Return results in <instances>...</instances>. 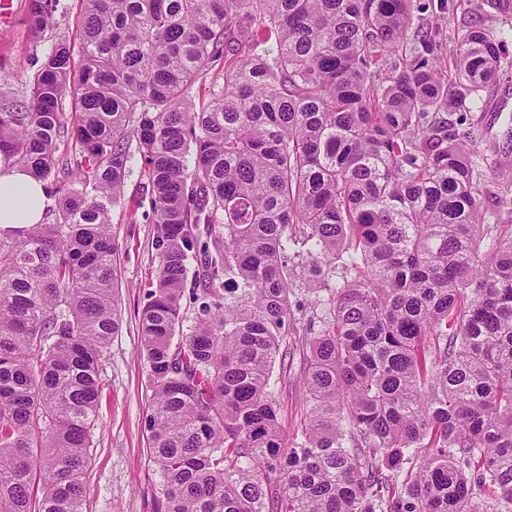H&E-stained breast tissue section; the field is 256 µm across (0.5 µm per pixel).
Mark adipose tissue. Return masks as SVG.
<instances>
[{"instance_id": "1", "label": "adipose tissue", "mask_w": 512, "mask_h": 512, "mask_svg": "<svg viewBox=\"0 0 512 512\" xmlns=\"http://www.w3.org/2000/svg\"><path fill=\"white\" fill-rule=\"evenodd\" d=\"M50 203L42 183L24 167L0 159V229L41 223Z\"/></svg>"}]
</instances>
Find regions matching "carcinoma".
<instances>
[{"label": "carcinoma", "mask_w": 512, "mask_h": 512, "mask_svg": "<svg viewBox=\"0 0 512 512\" xmlns=\"http://www.w3.org/2000/svg\"><path fill=\"white\" fill-rule=\"evenodd\" d=\"M83 2L81 64L54 43L0 109V155L58 212L0 231V512H32L34 486L37 512H83L133 140L158 257L140 315L156 512H512V234L482 217L512 208V161L492 190L476 129L426 121L494 80L499 45L467 28L446 81L429 35L404 49L411 0ZM55 9L31 0L33 40ZM67 131L77 159L56 156ZM298 277L326 293L303 329ZM296 342L285 445L271 380ZM224 57L203 74L192 86L190 99L198 109L202 104H207L212 99L213 90L217 91L224 83ZM304 355L306 356V350L299 344L294 347V350H291V355L285 359V364H288V372L284 380L280 357L277 358L274 365L272 381H278V383H275V391L277 400L281 405V422L286 434H291L297 430L301 426V418L304 417L302 403L304 388L302 382H300Z\"/></svg>", "instance_id": "cac0c4a2"}]
</instances>
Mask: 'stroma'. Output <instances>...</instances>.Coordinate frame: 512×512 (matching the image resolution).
Returning a JSON list of instances; mask_svg holds the SVG:
<instances>
[{
	"mask_svg": "<svg viewBox=\"0 0 512 512\" xmlns=\"http://www.w3.org/2000/svg\"><path fill=\"white\" fill-rule=\"evenodd\" d=\"M10 23L0 26V94L19 98L26 92L38 60L52 41L34 43L26 17L29 0H17ZM406 47H414L420 32L436 44L435 62L447 68L464 26L487 29L501 46L502 65L493 83L466 107L445 117L455 128L478 129L479 152L492 162L512 159V118L491 107L497 89L512 86V9L502 11L493 0H412ZM124 196L112 210V228L121 245L118 270L122 322L101 362L99 420L92 435L91 461L85 477L83 512H154L161 478L149 460V432L144 417L150 401L149 366L139 352V315L158 265L152 245L153 224L142 160L132 155ZM305 351L295 347L286 368H274L275 391L285 433L301 425L303 392L300 375Z\"/></svg>",
	"mask_w": 512,
	"mask_h": 512,
	"instance_id": "stroma-1",
	"label": "stroma"
}]
</instances>
